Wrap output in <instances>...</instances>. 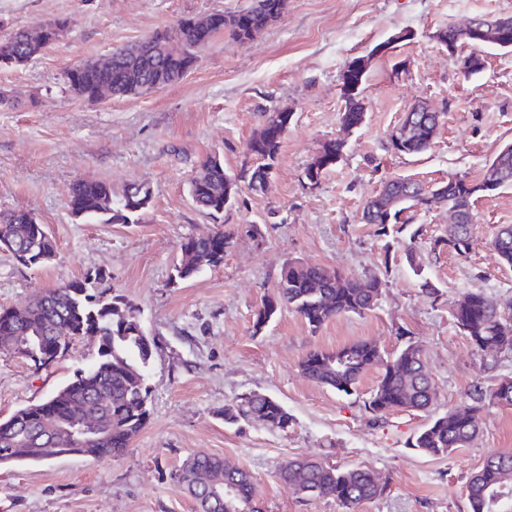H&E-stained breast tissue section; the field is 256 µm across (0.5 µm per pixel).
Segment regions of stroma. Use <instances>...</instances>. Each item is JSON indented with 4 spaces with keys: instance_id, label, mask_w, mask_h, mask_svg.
<instances>
[{
    "instance_id": "35a3bbf8",
    "label": "stroma",
    "mask_w": 512,
    "mask_h": 512,
    "mask_svg": "<svg viewBox=\"0 0 512 512\" xmlns=\"http://www.w3.org/2000/svg\"><path fill=\"white\" fill-rule=\"evenodd\" d=\"M250 0H0V41L19 29L63 19L67 31L35 60L0 65V210L25 211L44 224L56 255L26 268L0 253V305L21 307L41 291L106 272L113 294L133 304L156 344L148 371L150 420L119 458L68 456L45 464L0 468V512H196L173 475L204 452L248 471L260 512H347L327 497L303 498L280 481L294 458L369 470L389 488L356 512H470L466 484L485 459L512 452V407L483 413L478 439L447 456L409 445L430 416L463 405L475 388L512 377V350L484 353L452 324L463 293L512 304V266L489 242L512 224V186L478 198L468 258L432 253L448 230V210L415 212L416 248L436 297L421 294L403 246L360 223L365 201L392 176L427 183L478 178L501 145L512 143V51L488 48L483 69L461 74L435 38L477 15L512 16V0H288L282 17L243 43L216 35L178 82L112 101L75 97L68 71L113 50L171 29L186 18L233 13ZM412 31L393 54L371 56L392 34ZM370 56L363 92L365 121L344 133L341 74L347 61ZM442 117L431 147L416 156L388 147V135L413 106ZM291 112L266 191L242 190L213 219L188 195L207 156L240 168L245 146L266 110ZM344 138L342 160L317 185L305 170L322 145ZM79 180L107 182L114 196L129 184L152 189L137 224L75 219L69 192ZM232 233L223 265L174 282L186 237ZM318 264L362 278L378 277L383 294L367 314L342 315L311 331L285 310L261 332L253 313L274 291L285 262ZM420 346L435 386L430 413L398 410L373 416L363 396L378 380L372 369L358 395L320 386L299 369L315 349L360 340L390 353L400 330ZM98 340L76 338L68 351L37 368L0 354V417L40 401L89 366ZM269 395L288 409V431L256 423L225 425L220 412L241 393Z\"/></svg>"
}]
</instances>
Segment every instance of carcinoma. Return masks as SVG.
<instances>
[{
  "label": "carcinoma",
  "instance_id": "1",
  "mask_svg": "<svg viewBox=\"0 0 512 512\" xmlns=\"http://www.w3.org/2000/svg\"><path fill=\"white\" fill-rule=\"evenodd\" d=\"M288 0H251L250 5L230 15L213 13L203 18L201 28L180 26L158 32L150 39L133 46L112 51V67L86 64L67 73L69 90L76 96L93 100L104 83L119 88L120 97L135 96L145 91L139 86L124 85L126 70L136 69L146 83L169 84L181 79L187 71L183 59H173L164 51L166 39L182 38L188 58L196 59L197 50L215 35L227 33L238 39L250 31L254 34L273 23L271 14L287 10ZM53 43L51 36L42 41L31 38L21 29L0 44V58L13 65H22L40 55ZM368 73L357 80L342 74V95L345 111L342 122L361 126L365 120L362 105ZM418 120L404 119L411 125L407 145L389 142L396 154L413 155L424 152L431 144L439 124L440 113L419 112ZM291 120L288 112H271L264 124L246 146L245 160L237 174L224 169L218 155L207 157L189 183L192 201L207 215L219 219L224 210L237 199L241 185L254 193L265 192L264 181L275 167L281 140ZM345 142H325L314 161L307 167L308 183H317L322 175L342 158ZM481 181H496L501 186L512 184V151L497 152L487 165ZM152 199L146 183L129 186L118 199L112 187L104 182H75L71 187L69 206L80 220L94 224H138L143 211H131L132 204ZM435 203L448 206V211L463 218L459 224L448 225V234L436 243L448 251L465 257L471 250L474 196L456 177L448 178L432 190L407 177L385 180L380 191L366 202L362 220L375 227L379 237L395 239L412 223L414 209L427 210ZM410 212L400 219L398 215ZM25 211L0 212V240L6 239L30 254L32 267L49 263L55 256V243L43 233L45 226L32 223ZM232 245V236L222 230L206 236H190L181 246L180 263L175 276L186 281L205 267L224 263V254ZM491 246L499 260L512 265V225L497 228ZM406 260L420 277L421 293L432 297L435 285L424 276V268L412 249ZM274 295L267 297L253 316V331L258 333L287 308L301 317L311 331L319 330L329 320L343 315H364L376 308L382 295V281L377 277L363 279L344 275L317 265L294 262L283 264ZM136 309L112 297V309L101 301V292L89 276L74 280L36 295L21 308L0 306V353L16 355L34 365L47 366L62 356L68 344L60 336H96L97 356L85 370L47 398L19 408L27 415L15 421L10 414L0 421V466L9 464L45 463L60 457L70 448L76 455L108 459L123 455L133 439L149 421L148 368L154 356L155 343L149 336L130 333L124 317ZM454 325L471 344L481 351L497 352L506 346L512 349V312L507 311L483 293H466L455 304ZM382 367L375 387L368 393L365 408L375 416L392 410L427 409L435 396L420 347L405 341L387 354L365 341H355L335 350H313L300 363L302 373L317 384L330 387L347 396L358 393L363 376L372 368ZM512 406V378L499 381L487 392H478L472 403L434 417L416 435L412 447L430 456L449 455L470 445L479 433V414L486 404ZM95 416L108 434L99 442H83L76 432L83 420ZM224 423H259L269 429L287 431L293 417L276 399L255 391L239 395L234 404L221 412ZM278 478L307 497L331 496L348 509L385 494L388 485L377 482L373 475L360 468H337L307 458L291 460L281 468ZM175 486L190 494L197 512H259L255 506L256 488L252 475L236 468L227 469L224 459L197 453L186 458L174 473ZM232 487L224 500L214 499L207 483ZM467 498L471 512H512V453L504 452L486 459L467 481Z\"/></svg>",
  "mask_w": 512,
  "mask_h": 512
}]
</instances>
